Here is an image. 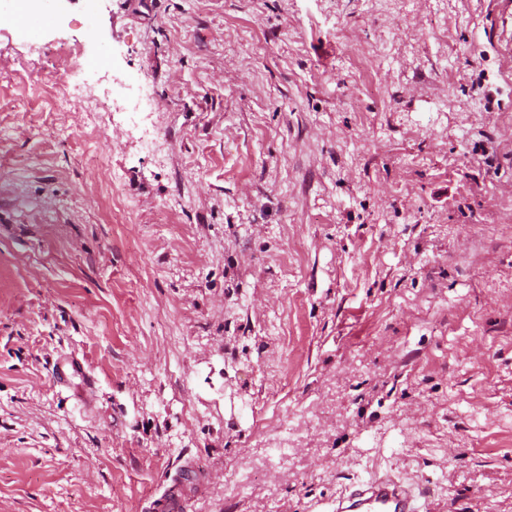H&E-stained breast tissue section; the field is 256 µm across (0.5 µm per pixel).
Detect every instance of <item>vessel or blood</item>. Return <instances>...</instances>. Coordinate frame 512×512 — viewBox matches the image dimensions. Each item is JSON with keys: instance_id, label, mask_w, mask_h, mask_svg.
<instances>
[{"instance_id": "1", "label": "vessel or blood", "mask_w": 512, "mask_h": 512, "mask_svg": "<svg viewBox=\"0 0 512 512\" xmlns=\"http://www.w3.org/2000/svg\"><path fill=\"white\" fill-rule=\"evenodd\" d=\"M334 512H422V507L412 488L386 475L349 486L337 497Z\"/></svg>"}]
</instances>
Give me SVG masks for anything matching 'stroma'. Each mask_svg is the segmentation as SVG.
I'll return each mask as SVG.
<instances>
[{"mask_svg": "<svg viewBox=\"0 0 512 512\" xmlns=\"http://www.w3.org/2000/svg\"><path fill=\"white\" fill-rule=\"evenodd\" d=\"M50 6L0 21V512H512L503 0ZM77 69H80L85 74L87 79L83 80L82 83L72 85L68 92V97H72V96H76V95L81 96L88 103H91V104L94 103L95 108H98V109L101 108L106 111L109 110L111 107V104H109V102H110L109 98H105V101L96 99L99 102V104L96 102V100L92 99V96H94V94H93L94 86H93V84H91V79L97 73L98 70L95 68H92V67H83L80 64H76L75 70L77 71ZM99 105H100V107H99ZM117 100L124 103V112H150L153 109L152 102L142 97L132 82H115L112 85V107ZM422 507L412 488L386 475L349 486L333 512H421Z\"/></svg>", "mask_w": 512, "mask_h": 512, "instance_id": "35a3bbf8", "label": "stroma"}]
</instances>
